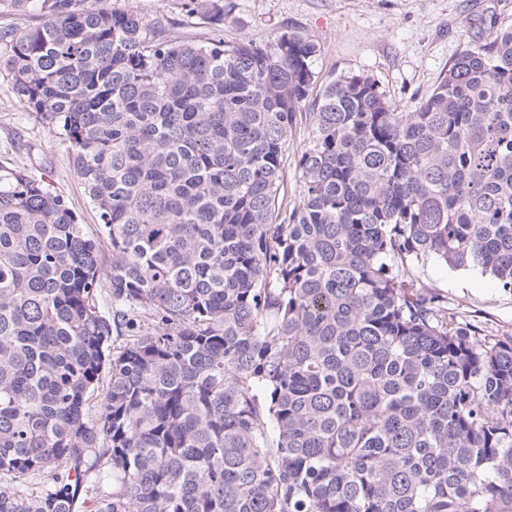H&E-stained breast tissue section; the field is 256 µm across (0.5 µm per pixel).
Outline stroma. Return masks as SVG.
Segmentation results:
<instances>
[{
    "label": "stroma",
    "mask_w": 512,
    "mask_h": 512,
    "mask_svg": "<svg viewBox=\"0 0 512 512\" xmlns=\"http://www.w3.org/2000/svg\"><path fill=\"white\" fill-rule=\"evenodd\" d=\"M108 8L146 17L167 15L175 37L204 41L207 25L187 20L179 0H107ZM223 37L228 42L267 40L285 25L302 29L321 46V79L342 72L372 76L396 111L411 112L432 89L484 18L512 22V0H230ZM0 166L26 169L63 195L89 233L101 227L99 212L74 172L71 148L56 130L28 112L0 70ZM424 281L449 307L464 311L478 328L512 335V294L478 270L428 267Z\"/></svg>",
    "instance_id": "1"
}]
</instances>
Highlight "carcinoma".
<instances>
[{"mask_svg":"<svg viewBox=\"0 0 512 512\" xmlns=\"http://www.w3.org/2000/svg\"><path fill=\"white\" fill-rule=\"evenodd\" d=\"M38 2L5 67L103 227L0 169V512H512V336L422 280L512 291V23L412 112L353 72L305 112L298 27L229 43L226 0H181L195 43ZM307 135L302 130L297 131L291 138L288 146V168L285 174L284 183V198L283 205L288 204V208H291L295 203L298 202L299 197V175L293 164V158L305 148L308 143L306 139Z\"/></svg>","mask_w":512,"mask_h":512,"instance_id":"cac0c4a2","label":"carcinoma"}]
</instances>
